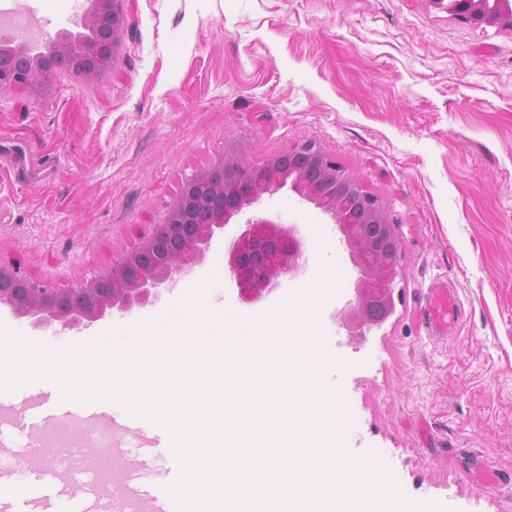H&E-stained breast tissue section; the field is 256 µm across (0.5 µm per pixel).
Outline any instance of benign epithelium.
<instances>
[{
	"label": "benign epithelium",
	"instance_id": "benign-epithelium-1",
	"mask_svg": "<svg viewBox=\"0 0 512 512\" xmlns=\"http://www.w3.org/2000/svg\"><path fill=\"white\" fill-rule=\"evenodd\" d=\"M448 10L466 22L512 28V0H448ZM81 27H95L93 40L65 38L53 52L34 57L20 68L18 49L0 42V90L45 96L47 76L69 68L85 80L110 72L119 55L127 15L123 0H94ZM288 189L328 215L341 235L357 276L336 322L348 337L367 326L383 324L393 313L395 260L402 238L382 199L354 179L314 140H299L262 166H245L227 156L192 175L168 206L165 220L130 231L137 245L90 279L53 288L29 276L17 257L0 255V304L40 326L94 322L113 309L128 310L158 296L161 285L176 282L201 258L213 239L234 227L228 249L230 280L245 303L259 302L276 291L278 279L295 275L303 257L300 230L270 218L248 217L246 209Z\"/></svg>",
	"mask_w": 512,
	"mask_h": 512
}]
</instances>
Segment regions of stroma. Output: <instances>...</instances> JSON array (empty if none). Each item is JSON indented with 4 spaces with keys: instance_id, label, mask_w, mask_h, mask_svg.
Wrapping results in <instances>:
<instances>
[{
    "instance_id": "obj_1",
    "label": "stroma",
    "mask_w": 512,
    "mask_h": 512,
    "mask_svg": "<svg viewBox=\"0 0 512 512\" xmlns=\"http://www.w3.org/2000/svg\"><path fill=\"white\" fill-rule=\"evenodd\" d=\"M32 13L40 44L69 31L66 0H0ZM111 73L50 78L47 96L0 93V140L22 139L46 181L0 169V253L32 277L75 286L156 224L183 183L227 150L258 167L289 142L323 144L398 224L395 310L349 340L320 314L351 364L353 448L384 449L402 493L443 512H512V29L473 25L433 0H126ZM253 215L335 224L293 192ZM456 297V327L423 314L433 289ZM7 467L69 475L113 493L141 442L92 427L33 439L14 429Z\"/></svg>"
}]
</instances>
